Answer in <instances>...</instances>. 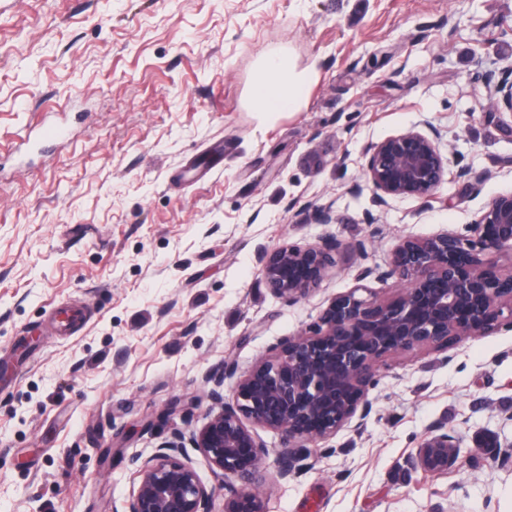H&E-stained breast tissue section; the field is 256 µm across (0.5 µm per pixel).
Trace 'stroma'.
Listing matches in <instances>:
<instances>
[{"label": "stroma", "instance_id": "obj_1", "mask_svg": "<svg viewBox=\"0 0 512 512\" xmlns=\"http://www.w3.org/2000/svg\"><path fill=\"white\" fill-rule=\"evenodd\" d=\"M278 48L313 77L265 120L248 92ZM508 65L512 0H0V512H125L127 457L199 431L213 368L249 371L401 237L512 192L484 84ZM56 121L65 140L16 153ZM425 123L469 178L376 205L368 148ZM329 237L366 251L296 302L265 286L261 250ZM368 398L297 479L266 460L267 512H512L492 451L512 448V330L391 356ZM437 426L460 448L444 477L411 463Z\"/></svg>", "mask_w": 512, "mask_h": 512}]
</instances>
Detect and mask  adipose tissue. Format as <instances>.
<instances>
[{"mask_svg": "<svg viewBox=\"0 0 512 512\" xmlns=\"http://www.w3.org/2000/svg\"><path fill=\"white\" fill-rule=\"evenodd\" d=\"M310 80L308 70L298 68L290 50L280 48L267 53L258 65L251 85L248 105L265 117L298 111Z\"/></svg>", "mask_w": 512, "mask_h": 512, "instance_id": "1", "label": "adipose tissue"}]
</instances>
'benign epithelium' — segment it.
Wrapping results in <instances>:
<instances>
[{"label":"benign epithelium","mask_w":512,"mask_h":512,"mask_svg":"<svg viewBox=\"0 0 512 512\" xmlns=\"http://www.w3.org/2000/svg\"><path fill=\"white\" fill-rule=\"evenodd\" d=\"M489 98L512 116V65L485 75ZM438 134L410 130L371 145L366 171L378 204L391 197L428 198L450 175ZM364 251L334 238L305 247L281 245L262 250L258 261L266 285L292 303L318 288L336 255ZM512 256V193L493 198L472 224L427 238L405 237L395 246L389 268H365L358 280L377 275L404 284L402 292L378 300L359 284L335 297L313 331L284 339L247 373L226 361L208 375L209 397L220 411L190 437L175 434L145 459L128 463L139 484L127 512H213V491L186 459V444L198 449L220 479L233 477L224 512H266L256 492L270 449L255 428L279 433L276 455L280 479L296 478L311 456L307 444L326 438L370 410L367 391L378 367L394 353L422 347L442 351L467 336L501 326L512 329V271L498 257ZM237 377L232 396L224 381ZM460 448L438 427L417 449L414 464L426 473L446 475Z\"/></svg>","instance_id":"benign-epithelium-1"}]
</instances>
